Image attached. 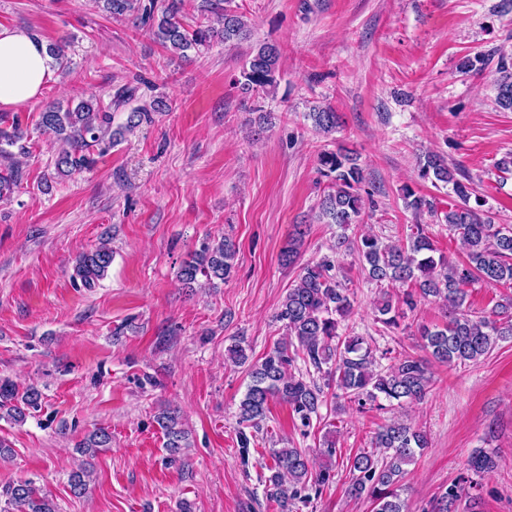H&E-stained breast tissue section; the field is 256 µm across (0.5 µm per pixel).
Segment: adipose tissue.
I'll list each match as a JSON object with an SVG mask.
<instances>
[{
	"label": "adipose tissue",
	"mask_w": 512,
	"mask_h": 512,
	"mask_svg": "<svg viewBox=\"0 0 512 512\" xmlns=\"http://www.w3.org/2000/svg\"><path fill=\"white\" fill-rule=\"evenodd\" d=\"M50 76L43 43L26 32L0 28V106L18 108L38 96Z\"/></svg>",
	"instance_id": "adipose-tissue-1"
}]
</instances>
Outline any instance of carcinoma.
Returning a JSON list of instances; mask_svg holds the SVG:
<instances>
[{"instance_id": "1", "label": "carcinoma", "mask_w": 512, "mask_h": 512, "mask_svg": "<svg viewBox=\"0 0 512 512\" xmlns=\"http://www.w3.org/2000/svg\"><path fill=\"white\" fill-rule=\"evenodd\" d=\"M103 11L113 18L133 21L148 31L162 46L182 57L193 50L200 54L215 39L226 46H235L251 36L248 21L232 0L224 4L203 0L206 24L188 31L178 18L181 0H97ZM280 51L276 44L260 42L251 48L240 72L237 85L242 93L268 91L277 86ZM496 102L512 111V67L501 56L497 63ZM136 88L119 86L112 95V105L104 107L96 98L80 100L66 109L53 104L40 113L39 129L53 135L60 148L55 169L60 176H69L94 163L91 151L101 145L117 143V131L132 132L151 121L150 110L144 106L129 112L119 130L112 129V110L128 104ZM315 130L332 133L340 117L331 107L315 106L307 113ZM24 133L17 123L11 129L0 128V198L11 195L19 186L21 172L15 165V152H27ZM318 172L328 181L327 191L320 201V213L326 223L346 230L362 217V197L359 186L365 180L364 169L351 151L339 146L324 151L318 157ZM420 177L452 184L457 201L444 214L449 230L457 234L466 249V260L453 262L444 256H434L436 248L421 224H414L404 242H386L375 234L356 239L344 233L331 246L332 255L302 267L295 284L283 298L277 319L284 323L290 341L279 342L260 361L250 367L249 383L238 406V423L260 430L269 404L280 400L291 410L301 425L308 428L326 404L325 389L336 390L335 397L362 407L380 400L403 407L405 402L423 400L431 388L427 359L402 354L385 369L376 368V360L363 337L347 333L342 321L350 314L353 303L348 288L334 273V255L355 252L366 272V279L381 287H408L402 303L393 301L387 292L375 306V320L386 328H396L401 317L400 305L412 309L417 299H433L443 304L448 320L441 327L426 326L418 330L421 348L430 358L450 366H465L488 355L498 342L512 339V299L499 303L488 314L479 315L470 309L466 286L482 280L490 285H512V226L496 224L484 213L483 202L471 200L469 187L454 178L440 156L428 154L419 161ZM235 243L228 237L204 243L192 260L185 263L178 278L192 287L202 275L207 281L225 283L235 272ZM112 264V250L101 244L76 258L75 277L93 287L104 277ZM311 365L321 375L304 379L291 372L296 359ZM40 394L31 389L19 398L13 386L0 384V410L7 418L22 422L26 410L37 406ZM163 430L164 447L171 464L181 462V451L190 447L189 434L175 411L165 410L156 417ZM112 441L104 428L93 431L78 447L85 454H94ZM322 454L326 463L318 474L310 469L308 455L300 448L284 447L270 450L272 464L266 485L267 496L276 501L283 512L298 499L303 503L310 496L301 491L312 487L322 493L336 467V442L325 440ZM428 447L427 434L412 426L394 421L378 429L370 451L360 450L349 458L350 481L347 492L353 497H366L374 512H406L401 498L400 482L407 466L416 454ZM498 466V456L478 448L466 461L465 473L458 482L448 486L436 497L431 512H455L457 502L478 487L475 477L488 474ZM91 461L87 460L70 474L74 496L85 494L91 476ZM3 512H57V506L38 492L30 482H20L6 492Z\"/></svg>"}]
</instances>
